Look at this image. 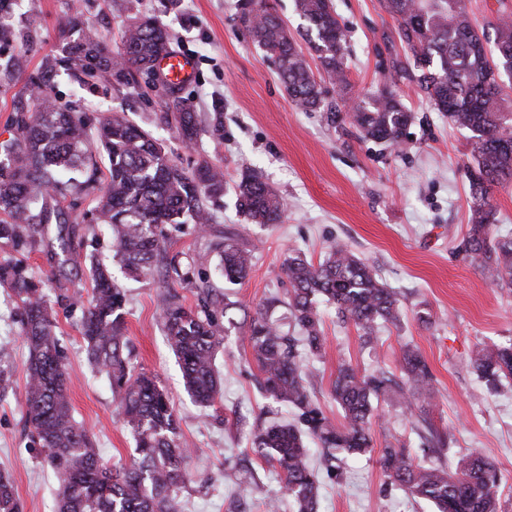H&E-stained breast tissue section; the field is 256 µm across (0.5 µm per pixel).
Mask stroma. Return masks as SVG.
<instances>
[{"label": "stroma", "instance_id": "stroma-1", "mask_svg": "<svg viewBox=\"0 0 512 512\" xmlns=\"http://www.w3.org/2000/svg\"><path fill=\"white\" fill-rule=\"evenodd\" d=\"M348 30L347 89L326 75L317 80L324 108L296 107L279 79L273 58L252 41L237 17V0H0L13 37L0 55L14 57L0 69V142L14 133L16 113L28 110V90L45 56L62 57L73 35L62 24L73 9L93 22L111 52H118L131 18L156 16L168 30L174 51L188 55L195 75L182 96L201 134L191 145L177 137L168 119L161 85L136 79L106 85L84 82L58 66L48 94L62 108L98 120L123 112L149 129L170 158L189 169L205 159L224 170L226 189L216 211L217 229H233L253 253L248 279L228 286L232 299L249 310L268 300L272 320L290 329L289 284L281 263L291 250L319 260L331 243L348 247L374 267L399 299L400 320L380 327L364 345L354 325H338L330 306H321L325 349L308 365L310 391L332 418L340 410L330 395L341 362L399 373L404 347L417 349L434 376L430 422L447 438L433 462L455 468L467 456L492 462L501 474L499 512H512V385L490 391L467 363L470 350L512 343V289L496 287L480 261L458 254L468 229L467 168L473 163L470 131L447 118L413 82L398 93L414 120L395 148L364 139L344 119L352 100L377 91L392 62L407 61L383 0H332ZM252 171L283 198L278 223L255 224L241 215L233 191ZM127 294L126 336L134 364L156 375L179 416L182 436L195 448L191 481L182 492L185 512H227L238 483L251 486L246 512H264L280 494L277 470L253 452V431L279 414V405L256 389L257 367L239 330L227 332L217 356L224 381L214 406L201 407L185 391L157 310L156 280L116 274ZM79 312L60 313L57 335L66 352L68 389L76 421L93 436L105 464L129 461L134 440L117 416L118 399L105 375L87 361L79 333ZM10 355L17 384H24L27 351L0 289V352ZM372 426L374 453L346 459L337 477H322L319 512H430L422 500L384 493L378 448L397 439L422 459L418 422L403 412L398 396L379 401ZM0 473L14 484L24 512H53L56 478L41 449L30 444L24 395L0 405Z\"/></svg>", "mask_w": 512, "mask_h": 512}]
</instances>
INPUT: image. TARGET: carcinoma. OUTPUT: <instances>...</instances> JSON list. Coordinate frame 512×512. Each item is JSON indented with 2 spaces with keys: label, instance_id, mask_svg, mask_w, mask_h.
<instances>
[{
  "label": "carcinoma",
  "instance_id": "carcinoma-1",
  "mask_svg": "<svg viewBox=\"0 0 512 512\" xmlns=\"http://www.w3.org/2000/svg\"><path fill=\"white\" fill-rule=\"evenodd\" d=\"M247 2L240 11L254 41L277 63L278 76L291 100L307 111L322 107L323 92L303 52L266 0ZM307 22L309 47L336 84L346 88V31L331 0H296ZM397 21L398 34L419 72L411 74L396 60L373 95L354 101L347 116L364 137L388 146L398 144L412 123V114L396 93L403 79L416 86L448 121L473 134L475 165L468 170L470 227L459 249L479 258L495 284L512 285V236H496V212L490 202L493 186L512 182V104L486 77L492 67L512 70V11L498 15L492 36L470 22L465 0H384ZM421 18L420 37L413 21ZM65 27L77 38L68 46V69L91 81H108L131 72L147 74L163 53L171 54L170 35L153 17L133 19L124 29L122 49L110 53L95 25L77 14ZM57 62L47 58L42 84L31 93L32 111L18 112V136L0 143V246L12 256L0 262V288L11 291L27 350L25 421L31 441L45 452L57 479L55 512H183L181 492L189 480L193 451L181 437L175 404L158 378L136 369L125 332V294L108 267L84 249L83 227L71 221L58 198L93 195V222L108 226L112 259L134 279L158 277L165 285L160 315L182 382L194 401L214 404L222 391L216 356L230 328L242 330L257 365V388L268 400L294 410L297 423H272L252 435L251 448L279 468L283 488L296 512H318L320 480L308 465L305 436L323 450L326 472L338 475L336 462L373 450L374 403L394 390L401 405L419 411L425 421L434 375L423 356L405 347L400 358L402 380L379 369L366 371L338 365L330 393L343 422L327 417L312 398L302 355L317 357L324 348L320 305L334 307L339 321L353 324L364 342L373 341L381 322L399 320V300L373 268L339 243H332L315 263L299 251L285 257L281 270L288 279V307L300 336L282 333L267 308L240 321L242 306L215 287L210 274L180 254L168 251L170 232L190 224L205 236L213 230L207 202L224 197V170L201 160L186 170L169 156L144 127L118 112L90 125L89 120L58 107L43 94ZM177 133L185 145L200 135L195 116L177 113ZM108 160V176L98 177L96 152ZM239 210L255 224L280 221L284 203L255 174L234 186ZM216 276L231 284L251 270V250L237 234L223 232ZM33 253L46 256L49 274L36 276L26 263ZM193 290L195 305H185L174 289ZM88 287L81 305L80 333L89 363L105 373L119 398V414L131 431L135 448L128 464H104L91 435L75 420L66 385L67 370L56 337V307L75 305L76 289ZM468 364L485 384L497 389L512 380V344L477 346ZM16 394L12 364L0 352V404ZM386 488L411 499L432 503L436 512H498L501 478L480 457L463 460L460 472L449 474L436 463L413 462L405 446L389 442L378 451ZM0 512H23L9 481L0 476Z\"/></svg>",
  "mask_w": 512,
  "mask_h": 512
}]
</instances>
